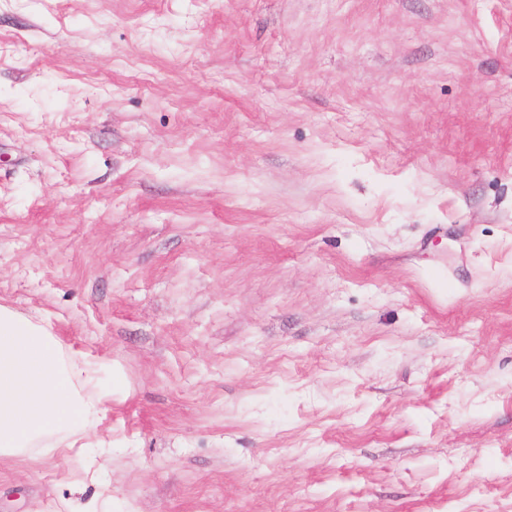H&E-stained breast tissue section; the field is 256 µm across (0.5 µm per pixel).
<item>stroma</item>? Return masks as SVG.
I'll use <instances>...</instances> for the list:
<instances>
[{"label": "stroma", "mask_w": 512, "mask_h": 512, "mask_svg": "<svg viewBox=\"0 0 512 512\" xmlns=\"http://www.w3.org/2000/svg\"><path fill=\"white\" fill-rule=\"evenodd\" d=\"M0 306L111 394L0 512H512V0H0Z\"/></svg>", "instance_id": "obj_1"}]
</instances>
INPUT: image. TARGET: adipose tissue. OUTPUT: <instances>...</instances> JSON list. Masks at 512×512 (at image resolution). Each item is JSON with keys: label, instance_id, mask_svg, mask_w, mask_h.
<instances>
[{"label": "adipose tissue", "instance_id": "1", "mask_svg": "<svg viewBox=\"0 0 512 512\" xmlns=\"http://www.w3.org/2000/svg\"><path fill=\"white\" fill-rule=\"evenodd\" d=\"M107 399L90 361L67 356L46 326L0 307V458L35 447L92 449Z\"/></svg>", "mask_w": 512, "mask_h": 512}]
</instances>
